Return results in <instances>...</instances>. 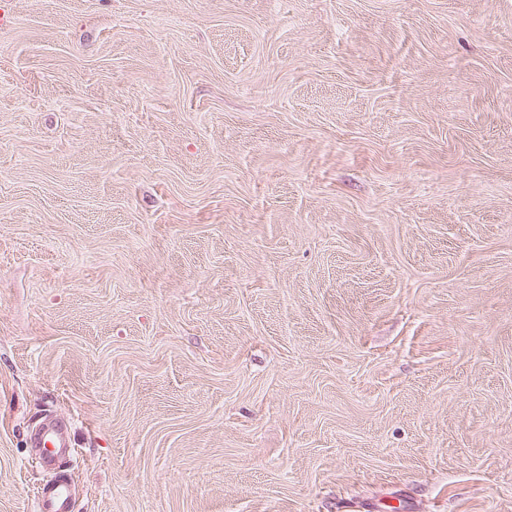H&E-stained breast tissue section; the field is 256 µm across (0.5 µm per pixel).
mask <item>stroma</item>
I'll return each mask as SVG.
<instances>
[{"instance_id": "1", "label": "stroma", "mask_w": 512, "mask_h": 512, "mask_svg": "<svg viewBox=\"0 0 512 512\" xmlns=\"http://www.w3.org/2000/svg\"><path fill=\"white\" fill-rule=\"evenodd\" d=\"M512 512V0H0V512ZM38 443L45 448V455L41 457V465L48 472L56 470V448L66 446L65 432L59 426L43 427L38 438ZM50 445L52 449L46 448ZM70 484L57 475L46 482L37 498V512H73Z\"/></svg>"}]
</instances>
